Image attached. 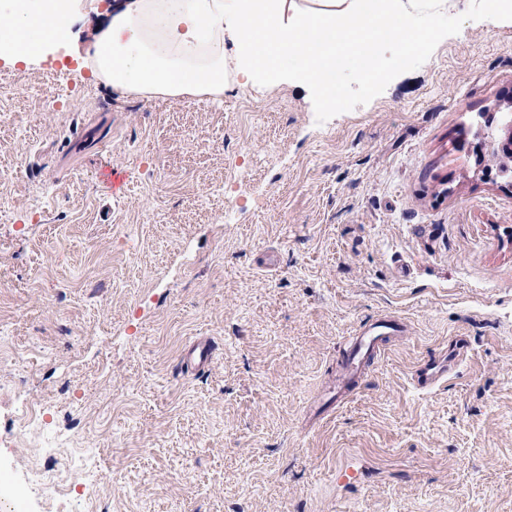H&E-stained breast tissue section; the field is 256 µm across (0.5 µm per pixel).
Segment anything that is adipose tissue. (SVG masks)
<instances>
[{"mask_svg":"<svg viewBox=\"0 0 512 512\" xmlns=\"http://www.w3.org/2000/svg\"><path fill=\"white\" fill-rule=\"evenodd\" d=\"M411 0H116L82 55L112 88L146 98H222L229 83L271 89L295 76L335 106L343 65L367 64L371 41L393 40L412 55L434 24L416 25ZM96 0H0V59L41 63L70 43Z\"/></svg>","mask_w":512,"mask_h":512,"instance_id":"1","label":"adipose tissue"}]
</instances>
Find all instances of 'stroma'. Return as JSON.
<instances>
[{
	"instance_id": "stroma-1",
	"label": "stroma",
	"mask_w": 512,
	"mask_h": 512,
	"mask_svg": "<svg viewBox=\"0 0 512 512\" xmlns=\"http://www.w3.org/2000/svg\"><path fill=\"white\" fill-rule=\"evenodd\" d=\"M487 3L418 0L426 48L382 42V79L344 67L333 109L0 61V512L57 483L63 512H512V180L461 146L512 101V14ZM380 316L405 333L336 396ZM215 347L211 340L206 339L196 343L187 355L185 362L187 369L198 373L208 368L214 357ZM464 354V345L456 349L455 353L448 360V357L439 361L427 362L419 366L415 372L413 380L416 386L426 388L437 383L443 375L448 373L452 365Z\"/></svg>"
}]
</instances>
